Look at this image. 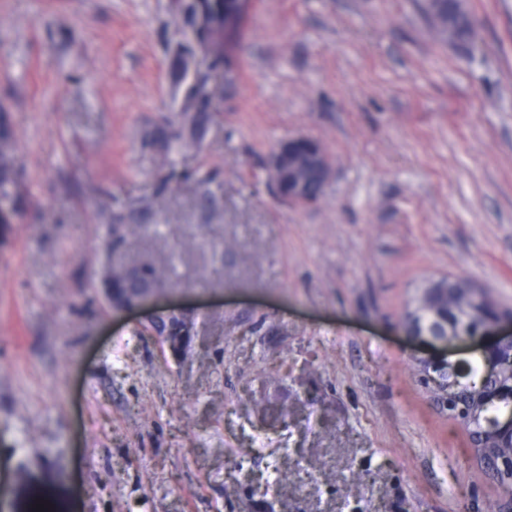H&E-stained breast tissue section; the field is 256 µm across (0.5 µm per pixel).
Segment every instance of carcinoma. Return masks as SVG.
<instances>
[{
	"mask_svg": "<svg viewBox=\"0 0 512 512\" xmlns=\"http://www.w3.org/2000/svg\"><path fill=\"white\" fill-rule=\"evenodd\" d=\"M228 0H172L171 13L180 39L172 47V68L176 79V97L180 112L176 124L158 127L154 140L163 162L169 167L168 180L194 178L201 189V202L211 208L216 194L212 190L213 177L200 170L177 169L176 157L196 146L203 137L211 116L208 74L192 70L195 59L207 52L214 34V25L224 22V6ZM422 11L429 27L442 42L463 48L470 44L475 31L474 15L464 0H423ZM20 196L13 132L7 114L0 111V209L10 214L18 211ZM127 216L112 215V238L108 246L117 252L134 225L126 223ZM162 279L154 266L142 264L125 267L114 264L107 268L91 287L102 289L107 302L116 297L127 302L143 292H152ZM452 306L459 313V331L474 336L484 324L495 302L482 288H470L466 281H448L446 288L428 290L420 301L421 316L437 324L436 316ZM512 382V357L506 356L501 371L494 377L484 376L477 365L467 362L458 375L448 377V418L457 421L468 432L476 457L485 471L491 473L512 498V446L502 443L496 430L500 414L512 409L505 400L489 404L484 391L497 384Z\"/></svg>",
	"mask_w": 512,
	"mask_h": 512,
	"instance_id": "obj_1",
	"label": "carcinoma"
}]
</instances>
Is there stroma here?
Wrapping results in <instances>:
<instances>
[{
    "instance_id": "1",
    "label": "stroma",
    "mask_w": 512,
    "mask_h": 512,
    "mask_svg": "<svg viewBox=\"0 0 512 512\" xmlns=\"http://www.w3.org/2000/svg\"><path fill=\"white\" fill-rule=\"evenodd\" d=\"M421 0H251L214 115L166 182L169 0H0V107L22 170L0 237V512H488L502 489L431 401L404 319L450 276L512 308V0H466L467 49ZM333 177L279 200L275 148ZM135 228L104 247L105 213ZM150 262L115 310L90 279ZM179 305L181 354L145 327ZM296 420L283 424L282 407ZM306 137H293L281 143L272 153L268 167V179L275 191H280V176L288 173L291 187L288 184V202H304L306 191V178L308 173L314 172L325 189L333 176V168L327 154L321 151L301 154L298 144Z\"/></svg>"
}]
</instances>
